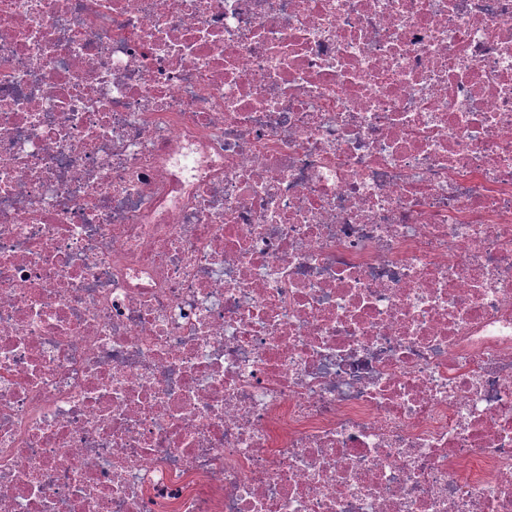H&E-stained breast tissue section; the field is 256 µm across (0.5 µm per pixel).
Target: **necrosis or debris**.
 Masks as SVG:
<instances>
[{
    "instance_id": "obj_1",
    "label": "necrosis or debris",
    "mask_w": 512,
    "mask_h": 512,
    "mask_svg": "<svg viewBox=\"0 0 512 512\" xmlns=\"http://www.w3.org/2000/svg\"><path fill=\"white\" fill-rule=\"evenodd\" d=\"M0 512H512V0H0Z\"/></svg>"
}]
</instances>
